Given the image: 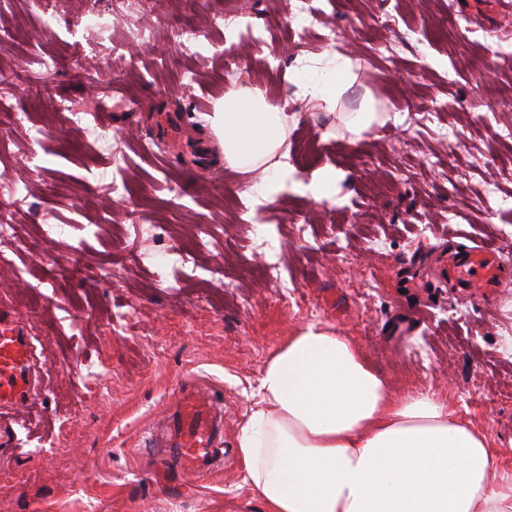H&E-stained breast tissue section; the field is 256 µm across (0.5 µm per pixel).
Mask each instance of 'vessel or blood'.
Listing matches in <instances>:
<instances>
[{
	"mask_svg": "<svg viewBox=\"0 0 512 512\" xmlns=\"http://www.w3.org/2000/svg\"><path fill=\"white\" fill-rule=\"evenodd\" d=\"M451 274L481 299L512 285V279L503 276L494 262L477 250L457 254ZM32 368L29 337L12 313H0V407L24 404L35 395ZM217 407L216 395L210 389L190 386L180 390L163 438L170 461L181 471L205 474L213 458L222 454L224 438Z\"/></svg>",
	"mask_w": 512,
	"mask_h": 512,
	"instance_id": "vessel-or-blood-1",
	"label": "vessel or blood"
}]
</instances>
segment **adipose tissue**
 Returning a JSON list of instances; mask_svg holds the SVG:
<instances>
[{"label":"adipose tissue","mask_w":512,"mask_h":512,"mask_svg":"<svg viewBox=\"0 0 512 512\" xmlns=\"http://www.w3.org/2000/svg\"><path fill=\"white\" fill-rule=\"evenodd\" d=\"M303 102L333 104L352 81L337 52L288 73ZM214 124L224 161L263 168L254 191L275 202L289 170L276 160L288 133L279 106L225 94ZM251 489L267 512H512V486L495 488L487 436L428 394H399L346 336L309 325L266 362L237 439Z\"/></svg>","instance_id":"1"}]
</instances>
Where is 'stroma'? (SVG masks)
Instances as JSON below:
<instances>
[{
  "label": "stroma",
  "instance_id": "stroma-1",
  "mask_svg": "<svg viewBox=\"0 0 512 512\" xmlns=\"http://www.w3.org/2000/svg\"><path fill=\"white\" fill-rule=\"evenodd\" d=\"M8 0L0 7V87L26 112L0 119V209L26 201L19 246L0 247V306L51 367L11 412L18 445L0 452V512H265L236 441L262 370L295 330L347 336L400 393H429L489 438L512 483V291L487 300L437 276L450 254L490 251L512 273V0ZM105 15L88 30L82 17ZM54 34L40 37L45 23ZM192 24L197 50L177 27ZM259 34L237 39L239 27ZM156 39L137 43V30ZM343 34L355 88L385 124L358 143L338 112L288 125L298 188L269 205L246 196L259 172L227 166L201 111L244 90L284 101L298 57ZM233 43L234 52L224 50ZM91 112L71 126L55 107ZM428 119H420L422 109ZM399 121H391V114ZM463 131L456 149L443 129ZM128 161L116 168L97 129ZM335 173L329 193L303 191ZM67 225L57 235L56 225ZM191 247L178 281L151 254ZM270 266L274 275L257 276ZM220 393L228 450L204 476L167 470L151 429L182 385Z\"/></svg>",
  "mask_w": 512,
  "mask_h": 512
}]
</instances>
